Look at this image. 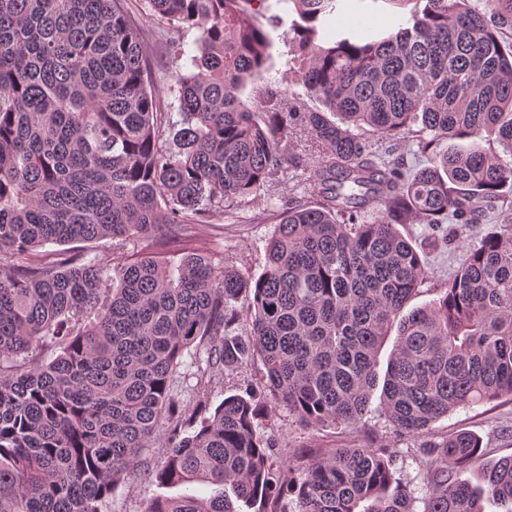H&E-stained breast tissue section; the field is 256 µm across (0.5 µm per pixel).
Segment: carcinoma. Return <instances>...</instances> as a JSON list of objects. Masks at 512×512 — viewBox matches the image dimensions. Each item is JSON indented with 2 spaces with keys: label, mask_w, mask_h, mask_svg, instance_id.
I'll list each match as a JSON object with an SVG mask.
<instances>
[{
  "label": "carcinoma",
  "mask_w": 512,
  "mask_h": 512,
  "mask_svg": "<svg viewBox=\"0 0 512 512\" xmlns=\"http://www.w3.org/2000/svg\"><path fill=\"white\" fill-rule=\"evenodd\" d=\"M254 0H148L159 27L196 32L179 43L176 112L158 96L151 38L125 0H0V512H103L127 479L210 495H156L144 512H512V456L487 464L477 492L451 474L477 456L466 432L425 446L423 486L396 481L383 448H338L296 482L280 480L275 444L255 424L267 409L230 395L193 432L174 395L181 365L258 359L270 396L308 428L356 426L379 384L376 357L392 329L382 413L420 434L460 408L512 395V0H384L415 4L372 35L347 0H278L297 18L288 43L299 81L326 110L296 112L263 79L273 40ZM252 84L248 100L242 99ZM303 127L325 155L314 195L261 218L278 224L264 271L246 278L187 254L171 273L158 257L105 270L96 262L31 261L45 243L155 236L207 223L302 158L283 141ZM177 128L165 145L166 128ZM410 135L429 163L397 153ZM494 139L501 158L479 144ZM471 139L467 151L438 146ZM391 148L381 151L380 142ZM378 214L372 223L363 220ZM497 228L470 248L432 304L403 316L426 269L401 224ZM252 295L250 338L226 334L240 294ZM87 313L94 321L80 322ZM53 344L40 362L29 353ZM160 444L164 464L142 465Z\"/></svg>",
  "instance_id": "carcinoma-1"
}]
</instances>
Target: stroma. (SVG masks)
Segmentation results:
<instances>
[{"mask_svg":"<svg viewBox=\"0 0 512 512\" xmlns=\"http://www.w3.org/2000/svg\"><path fill=\"white\" fill-rule=\"evenodd\" d=\"M258 18L261 22H274V46L270 61L269 78L286 90L289 102L298 109L316 108V100L306 96L302 86L296 82V65L288 44L281 39L282 31L288 30L295 17L293 11L284 9L278 0H259ZM154 51L153 69L160 76V96L170 94L174 83L175 65L169 54L172 43L192 42V35L171 28H152ZM321 159L319 150H312L306 157L305 168L288 170L273 188H261L242 201L241 224L225 222L223 214L216 213L209 224L185 229L181 241L156 246L152 239L126 242L106 239L92 243H73L66 246L48 244L38 249L34 257L44 263L59 265L71 261L80 263L92 260L109 268L113 264L130 261L141 255L152 253L170 265H177L185 254L186 246L203 249L216 267L231 266L247 276L259 275L266 261V244L276 230L274 222L253 223V216L267 213L278 199L301 191L309 176L308 170ZM492 221L469 226L462 236L442 241L441 233L429 224H407L400 231L405 238L417 246L428 271L416 295L409 302V309H416L439 298L442 288L448 283V275L465 259L470 246L486 234L494 231ZM214 401L225 396L243 393L249 386L257 387V396L267 406L270 416L259 423V437L275 443V455L283 460V479L300 478L303 470L325 453L342 447L374 445L387 448L396 458L397 475L406 481L422 479V466L416 458L418 448L438 443L457 432H468L478 436L483 444V455L477 456L470 465L456 471L455 479L476 482L487 462L512 455V398L504 396L483 405L460 409L447 418L437 421L430 430L420 434L394 432L379 412H368L353 428L331 424L316 429L302 426L289 412L287 406L260 390L262 366L259 362H248L236 370H213L208 375Z\"/></svg>","mask_w":512,"mask_h":512,"instance_id":"stroma-1","label":"stroma"}]
</instances>
